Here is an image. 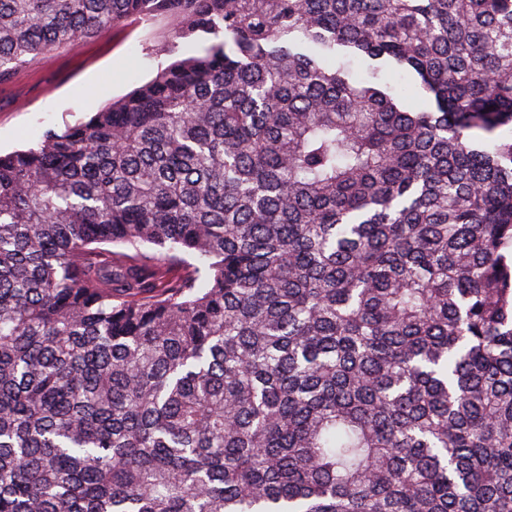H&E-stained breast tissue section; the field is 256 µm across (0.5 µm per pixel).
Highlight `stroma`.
<instances>
[{
	"instance_id": "35a3bbf8",
	"label": "stroma",
	"mask_w": 512,
	"mask_h": 512,
	"mask_svg": "<svg viewBox=\"0 0 512 512\" xmlns=\"http://www.w3.org/2000/svg\"><path fill=\"white\" fill-rule=\"evenodd\" d=\"M170 60L156 25L136 21L40 56L0 85V153L88 119Z\"/></svg>"
}]
</instances>
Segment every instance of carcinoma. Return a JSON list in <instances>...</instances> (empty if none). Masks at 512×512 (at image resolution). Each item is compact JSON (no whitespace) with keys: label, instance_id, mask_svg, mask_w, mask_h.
Masks as SVG:
<instances>
[{"label":"carcinoma","instance_id":"cac0c4a2","mask_svg":"<svg viewBox=\"0 0 512 512\" xmlns=\"http://www.w3.org/2000/svg\"><path fill=\"white\" fill-rule=\"evenodd\" d=\"M161 15L0 154V512H512V0H0V82ZM157 23L133 21L40 56L0 84V153L32 145L48 128L87 120L104 104L151 79L171 56ZM62 77L60 83L56 79ZM53 85L44 98L24 102V90Z\"/></svg>","mask_w":512,"mask_h":512}]
</instances>
